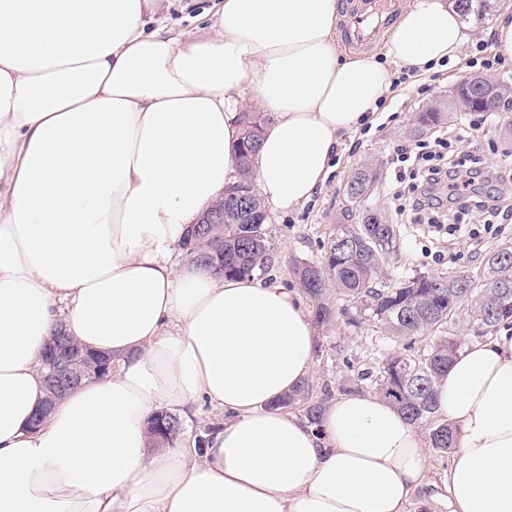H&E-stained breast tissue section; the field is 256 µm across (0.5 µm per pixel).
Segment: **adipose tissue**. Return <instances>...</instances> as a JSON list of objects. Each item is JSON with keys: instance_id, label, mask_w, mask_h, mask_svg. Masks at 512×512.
Instances as JSON below:
<instances>
[{"instance_id": "1", "label": "adipose tissue", "mask_w": 512, "mask_h": 512, "mask_svg": "<svg viewBox=\"0 0 512 512\" xmlns=\"http://www.w3.org/2000/svg\"><path fill=\"white\" fill-rule=\"evenodd\" d=\"M165 2L0 0V512H408L426 436L371 394L317 428L278 408L318 353L297 289L214 275L180 243L237 178L242 92L272 115L256 191L291 212L400 70L457 59L463 20L407 0L377 58L341 52L342 0H216L195 35ZM60 328L112 370L33 430ZM434 390L459 429L452 512H512V328ZM202 402L225 415L205 449L153 446L158 411Z\"/></svg>"}]
</instances>
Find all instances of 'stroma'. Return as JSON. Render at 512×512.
<instances>
[{
	"instance_id": "35a3bbf8",
	"label": "stroma",
	"mask_w": 512,
	"mask_h": 512,
	"mask_svg": "<svg viewBox=\"0 0 512 512\" xmlns=\"http://www.w3.org/2000/svg\"><path fill=\"white\" fill-rule=\"evenodd\" d=\"M213 0H170L167 15L175 30L200 32ZM490 18L472 21L469 25L472 41L459 59L449 63L447 71L432 83L430 93L420 95L416 89L419 79L411 78L399 86L397 93L387 99L372 127L362 128L347 136L333 161V170L324 185L300 209L290 213L274 212L266 226L275 245L270 277H291L294 261H317L324 254L329 240L336 233V220L349 209L344 185L350 171L364 161H376L381 178L367 203L385 212L397 231L399 263L386 266L387 278L402 279L416 273L444 276L448 272L477 274L485 257L502 246L512 244V219L485 225L473 216H466L461 230L435 232L427 224L417 223L413 213H399L393 193L398 187L396 175L401 166L399 154L415 149L419 140L433 136H458L456 151H468L471 142H478L489 167L512 169V133L505 129L498 114H491L477 134H470L468 125L476 120L473 112L449 113L447 121L425 133L423 138L410 136L413 117L423 105L447 98L449 90L460 79L471 76L465 65L472 57L475 44L490 40ZM332 322L318 328L319 353L312 375L316 392L330 391L338 395L340 386H356L358 392L370 393L369 383H358L357 377L377 371L384 358L401 351L403 339L392 336L352 302L330 298ZM428 473L426 485L418 491L409 512H450L444 476L453 462L452 455L427 449Z\"/></svg>"
}]
</instances>
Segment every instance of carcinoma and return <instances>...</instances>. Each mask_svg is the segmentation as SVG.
Returning a JSON list of instances; mask_svg holds the SVG:
<instances>
[{
	"label": "carcinoma",
	"mask_w": 512,
	"mask_h": 512,
	"mask_svg": "<svg viewBox=\"0 0 512 512\" xmlns=\"http://www.w3.org/2000/svg\"><path fill=\"white\" fill-rule=\"evenodd\" d=\"M485 0H460L456 5L462 19L482 17ZM462 108L469 112L472 101L461 93L447 101L435 102L420 113L425 125L436 126L448 120V112ZM378 169L363 165L350 176L354 182L350 198L359 203L377 185ZM378 209L359 212V223H349L343 214L336 224L322 259L300 261L293 267L299 286L315 303L314 321L319 326L330 322L331 309L324 302L327 284L336 295L354 302L368 316L394 336H421L434 327L457 323L459 312L466 311L470 323L481 328L477 336L494 334L504 325L512 326V245L492 251L476 275L449 276L417 273L394 283L382 280L385 265L396 252V228L378 223ZM265 225L243 224L229 203H224V224L207 225L204 235L189 233L183 249L191 260L207 267L222 266L228 276H255L270 268L272 255ZM466 344V337L455 334L436 340L425 354L411 353V347L388 355L373 380L375 393L396 408L411 424L429 432L431 447L446 453L455 447L457 430L435 411L434 386ZM279 406L302 408L308 423H319L324 404L313 396V384L303 381ZM170 432L153 441L157 446L178 440L179 418L166 413Z\"/></svg>",
	"instance_id": "obj_1"
}]
</instances>
